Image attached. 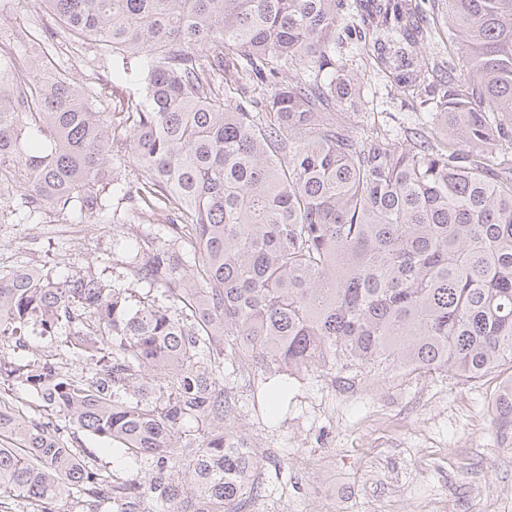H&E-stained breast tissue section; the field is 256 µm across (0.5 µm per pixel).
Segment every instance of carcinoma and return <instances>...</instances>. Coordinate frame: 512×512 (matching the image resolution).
Listing matches in <instances>:
<instances>
[{"label":"carcinoma","mask_w":512,"mask_h":512,"mask_svg":"<svg viewBox=\"0 0 512 512\" xmlns=\"http://www.w3.org/2000/svg\"><path fill=\"white\" fill-rule=\"evenodd\" d=\"M39 2L144 94L114 126L98 110L111 84L0 52L1 74L24 67L21 83L0 78V224L8 210L107 218L115 129L141 174L123 199L168 240L132 250L161 294L134 312L93 276L0 270V382L50 413L32 420L0 391V512H241L261 489L245 435L224 427L226 357L288 375L496 378L492 424L512 432V0H448L464 70L420 58L435 31L412 0ZM346 37L403 93L432 94L410 143L353 135ZM219 71L270 94L224 102ZM31 323L80 375L49 350L25 360ZM78 432L152 460L150 479L102 470Z\"/></svg>","instance_id":"cac0c4a2"}]
</instances>
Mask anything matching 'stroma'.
Returning a JSON list of instances; mask_svg holds the SVG:
<instances>
[{
  "mask_svg": "<svg viewBox=\"0 0 512 512\" xmlns=\"http://www.w3.org/2000/svg\"><path fill=\"white\" fill-rule=\"evenodd\" d=\"M54 16L37 0H20L0 15V43H19L21 51L63 58L80 85L105 78L93 50L63 53ZM357 74L362 106L352 115L354 130L374 123L398 139L431 123L432 109L400 92L378 74L361 45L349 40L339 50ZM108 222L86 223L47 213L41 224H0V269L32 264L68 273H89L106 284L130 288V309H138L148 290L129 264L122 238L148 240L153 225L143 223L120 195ZM361 391L335 388L316 373L289 377L224 368V393L234 403L227 425L242 429L263 451L256 475L262 501L247 512H324L322 489L333 493L334 512H412L422 496L457 498L461 512H512V441L491 429L488 395L493 379L466 383L448 376L408 378L395 368H362ZM385 404L400 422V439L390 448L374 445L371 415ZM79 443L98 466L119 475L147 477L149 462L126 459L112 442L80 435Z\"/></svg>",
  "mask_w": 512,
  "mask_h": 512,
  "instance_id": "1",
  "label": "stroma"
}]
</instances>
